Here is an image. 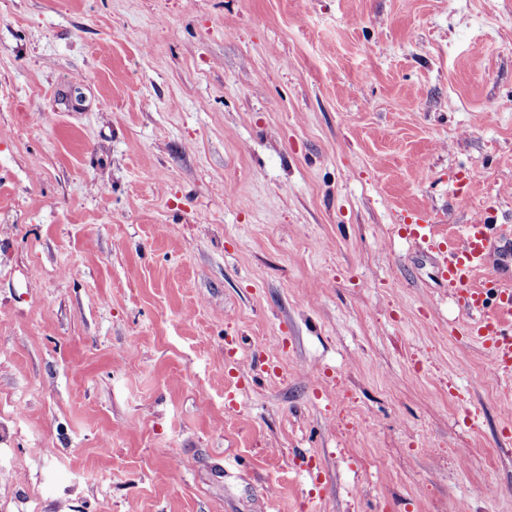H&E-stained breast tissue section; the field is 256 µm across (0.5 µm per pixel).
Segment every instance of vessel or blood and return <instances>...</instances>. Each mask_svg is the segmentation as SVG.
I'll return each instance as SVG.
<instances>
[{
    "label": "vessel or blood",
    "mask_w": 512,
    "mask_h": 512,
    "mask_svg": "<svg viewBox=\"0 0 512 512\" xmlns=\"http://www.w3.org/2000/svg\"><path fill=\"white\" fill-rule=\"evenodd\" d=\"M442 251V276L470 320L472 338L489 348L493 370L512 368V332L500 319L512 313V282L494 268L491 225H463ZM492 303L497 306L493 313L488 310Z\"/></svg>",
    "instance_id": "obj_1"
}]
</instances>
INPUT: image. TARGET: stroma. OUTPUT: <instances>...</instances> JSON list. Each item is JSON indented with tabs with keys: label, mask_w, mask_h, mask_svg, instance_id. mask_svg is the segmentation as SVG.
<instances>
[{
	"label": "stroma",
	"mask_w": 512,
	"mask_h": 512,
	"mask_svg": "<svg viewBox=\"0 0 512 512\" xmlns=\"http://www.w3.org/2000/svg\"><path fill=\"white\" fill-rule=\"evenodd\" d=\"M423 212L512 277V0H0V512H512Z\"/></svg>",
	"instance_id": "obj_1"
}]
</instances>
